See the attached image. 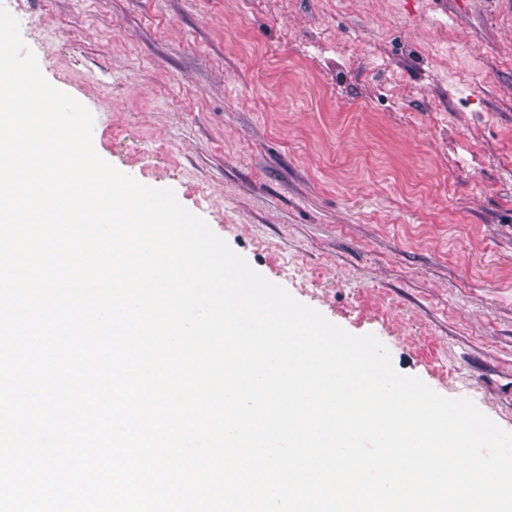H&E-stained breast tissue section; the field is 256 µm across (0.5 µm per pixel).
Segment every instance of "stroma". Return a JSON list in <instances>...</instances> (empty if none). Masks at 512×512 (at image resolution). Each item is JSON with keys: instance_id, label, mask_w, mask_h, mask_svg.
Segmentation results:
<instances>
[{"instance_id": "stroma-1", "label": "stroma", "mask_w": 512, "mask_h": 512, "mask_svg": "<svg viewBox=\"0 0 512 512\" xmlns=\"http://www.w3.org/2000/svg\"><path fill=\"white\" fill-rule=\"evenodd\" d=\"M97 153L512 431V0H0Z\"/></svg>"}]
</instances>
